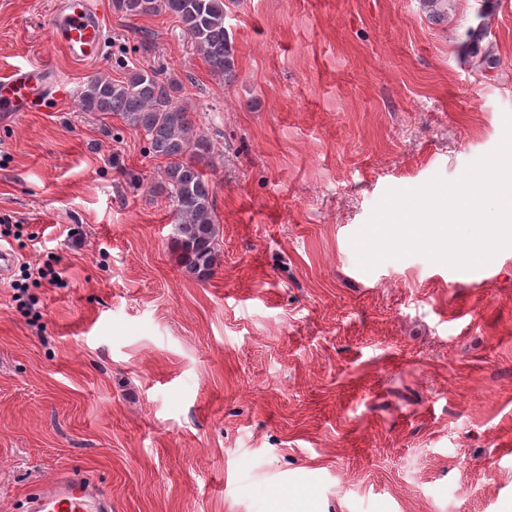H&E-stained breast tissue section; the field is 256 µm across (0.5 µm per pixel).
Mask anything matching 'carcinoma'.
Returning <instances> with one entry per match:
<instances>
[{
    "label": "carcinoma",
    "instance_id": "cac0c4a2",
    "mask_svg": "<svg viewBox=\"0 0 512 512\" xmlns=\"http://www.w3.org/2000/svg\"><path fill=\"white\" fill-rule=\"evenodd\" d=\"M450 0H421L429 19L439 24L448 18ZM114 9L128 17L167 13L181 24L212 74L234 80L235 49L224 26V0H112ZM486 13L465 37L466 56L495 66L497 60L483 49ZM179 87L153 69L137 68L121 80L97 74L86 78L79 95L81 111L116 116L145 135L149 154L164 160L161 192L177 216L172 245L185 270L204 280L217 263L215 190L207 169L215 167L216 146L200 131L194 113L177 97Z\"/></svg>",
    "mask_w": 512,
    "mask_h": 512
}]
</instances>
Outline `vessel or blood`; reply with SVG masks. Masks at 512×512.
<instances>
[{
    "mask_svg": "<svg viewBox=\"0 0 512 512\" xmlns=\"http://www.w3.org/2000/svg\"><path fill=\"white\" fill-rule=\"evenodd\" d=\"M104 17L90 0H58L53 39L75 61L97 59L106 39ZM61 79L49 68L29 65L16 69L0 84V116L38 110L49 95L58 93ZM27 512H112L103 490L79 470L53 478L30 501Z\"/></svg>",
    "mask_w": 512,
    "mask_h": 512,
    "instance_id": "obj_1",
    "label": "vessel or blood"
}]
</instances>
